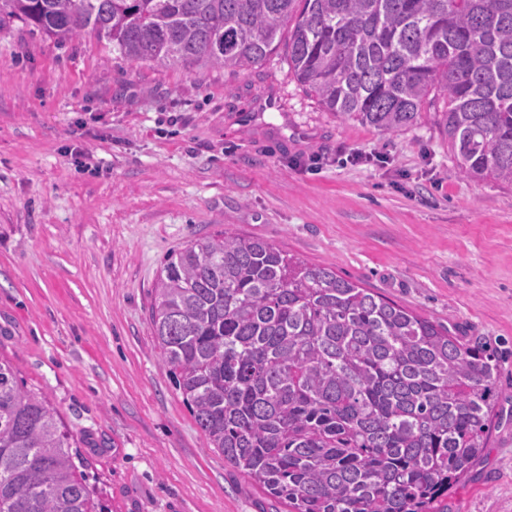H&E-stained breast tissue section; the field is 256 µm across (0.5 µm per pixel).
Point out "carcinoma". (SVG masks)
<instances>
[{
    "label": "carcinoma",
    "mask_w": 512,
    "mask_h": 512,
    "mask_svg": "<svg viewBox=\"0 0 512 512\" xmlns=\"http://www.w3.org/2000/svg\"><path fill=\"white\" fill-rule=\"evenodd\" d=\"M15 21L231 71L286 23L291 72L326 111L394 133L440 102L460 171L512 182V0H0V30ZM149 319L213 448L287 512H448L499 417L484 343L253 237L171 254ZM0 512H108L2 358Z\"/></svg>",
    "instance_id": "1"
}]
</instances>
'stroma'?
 <instances>
[{
  "label": "stroma",
  "mask_w": 512,
  "mask_h": 512,
  "mask_svg": "<svg viewBox=\"0 0 512 512\" xmlns=\"http://www.w3.org/2000/svg\"><path fill=\"white\" fill-rule=\"evenodd\" d=\"M228 231L371 289L498 360V425L448 512H512V183L462 174L434 109L327 112L288 44L230 72L0 31V356L110 512H279L212 448L149 308L166 257Z\"/></svg>",
  "instance_id": "1"
}]
</instances>
